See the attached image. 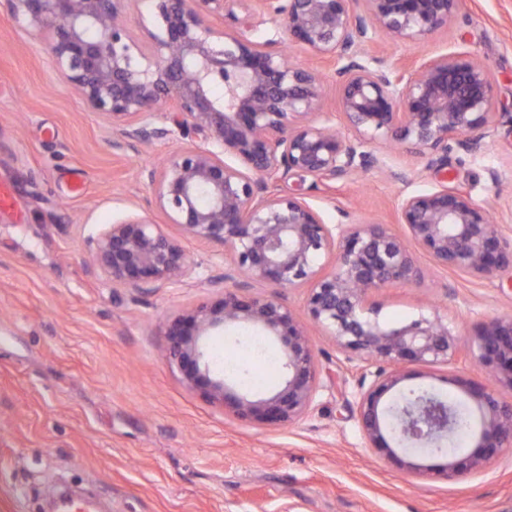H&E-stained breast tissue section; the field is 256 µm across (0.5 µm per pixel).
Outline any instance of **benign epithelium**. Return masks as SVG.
<instances>
[{"mask_svg":"<svg viewBox=\"0 0 512 512\" xmlns=\"http://www.w3.org/2000/svg\"><path fill=\"white\" fill-rule=\"evenodd\" d=\"M7 2L18 23L46 35V52L67 85L93 111L120 124L128 142L174 132L203 141L179 147L158 169L139 172L155 186L169 223L195 239L223 243L231 259L221 298L164 323L167 359L189 388L258 425L291 422L312 403L317 373L307 335L280 302L241 298L244 276L280 288L308 286L310 321L343 353L387 365L359 395L358 423L369 447L403 467L424 469L399 458L396 449L446 439L453 428L448 405L426 393L422 409L407 414L394 434L388 423L394 408L385 397L414 376L409 366L469 357L512 389L511 316L481 324L464 350L436 317L391 325L370 304L373 292L418 280L413 244L438 266L483 279L512 266V241L468 192L441 186L404 198V236L372 222L332 228L304 192L283 196L274 189L291 173L316 185L372 167L404 179L386 156L366 150L376 139L407 144L436 169L448 165L450 141L480 150L495 117L484 63L451 53L409 71L367 51L380 31L413 44L425 41L448 25L459 0H256L288 43L332 68L350 137L307 120L322 96L320 73L288 63L279 39H251L255 13L246 7L238 17L240 0H149L147 49L128 18L130 0ZM224 15L236 29L210 24L209 18ZM219 85L222 97L212 93ZM162 102L172 103L173 111L162 112ZM161 117L172 129L154 126ZM329 254L334 265L326 272L320 260ZM92 259L114 288H160L190 271L181 243L140 214L110 225ZM244 325L281 345L282 383L268 395L232 391L210 361L209 331ZM459 385L476 431L472 452L442 467L450 478L512 444V403L499 402L482 385Z\"/></svg>","mask_w":512,"mask_h":512,"instance_id":"1","label":"benign epithelium"}]
</instances>
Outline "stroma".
<instances>
[{"label": "stroma", "mask_w": 512, "mask_h": 512, "mask_svg": "<svg viewBox=\"0 0 512 512\" xmlns=\"http://www.w3.org/2000/svg\"><path fill=\"white\" fill-rule=\"evenodd\" d=\"M371 53L415 66L426 57L467 53L487 66L498 113L479 152L448 151L442 171L399 145L374 142L409 181L377 169L313 186L289 176L281 194L312 185L309 204L325 223L375 222L399 229L398 208L415 192L461 187L488 208L512 240V0H462L447 27L415 47L387 32ZM290 62L315 65L323 80L318 110L340 121L331 70L299 46ZM176 137L124 144L118 126L67 89L44 38L21 28L0 0V182L16 208L0 211V512H44L64 490L101 499L107 512H512V446L456 478L440 472L447 456L416 453L411 473L368 447L356 402L377 363L341 352L305 312L306 286L249 283L243 296L274 297L293 310L315 353L318 386L298 420L261 427L238 420L188 389L165 357L164 322L220 298L224 246L185 236L168 223L139 169L161 165ZM130 214L149 215L181 240L190 272L162 288H116L90 254L96 240ZM413 284L373 293L380 316L400 324L439 318L460 347L476 328L512 316V268L493 278L446 270L417 253ZM212 359L228 357L236 392L261 395L282 379L281 354L264 340L255 355L246 337L206 339ZM407 388L459 395V381L488 382L477 362L416 366Z\"/></svg>", "instance_id": "stroma-1"}]
</instances>
